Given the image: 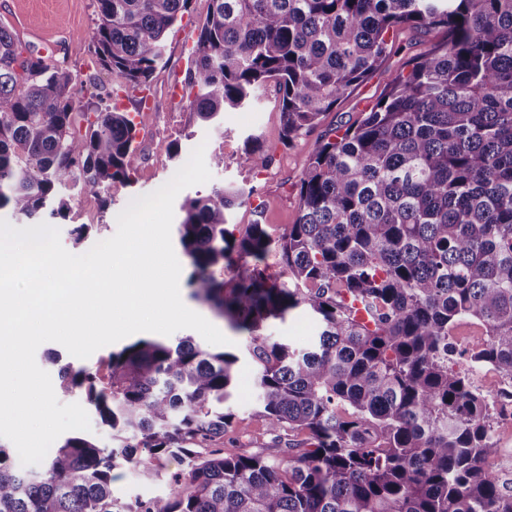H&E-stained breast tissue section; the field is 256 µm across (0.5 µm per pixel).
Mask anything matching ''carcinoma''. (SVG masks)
I'll return each mask as SVG.
<instances>
[{"label":"carcinoma","instance_id":"1","mask_svg":"<svg viewBox=\"0 0 512 512\" xmlns=\"http://www.w3.org/2000/svg\"><path fill=\"white\" fill-rule=\"evenodd\" d=\"M210 2L186 77L196 112L211 121L272 82L288 146L383 62L394 28L446 40L357 122L311 144L298 220L279 236L258 222L227 228L251 190L182 205L191 297L246 336L265 451L226 438L238 356L191 336L139 338L102 369H59L61 389L82 390L118 444L69 436L39 470L0 444V512H512L485 469L497 401L512 404V391L494 398L472 380L491 367L512 381V0ZM96 4L94 63L116 88L150 87L190 0ZM72 88L69 70L24 54L0 24V209L64 217L60 187L105 203L113 184L134 182L138 123ZM271 162L250 140L241 163ZM238 261L235 277L215 276ZM299 307L319 323L312 344L265 334ZM462 321L485 331L467 351L452 340ZM171 456L186 469L167 498L113 496L114 470L134 464L153 480Z\"/></svg>","mask_w":512,"mask_h":512}]
</instances>
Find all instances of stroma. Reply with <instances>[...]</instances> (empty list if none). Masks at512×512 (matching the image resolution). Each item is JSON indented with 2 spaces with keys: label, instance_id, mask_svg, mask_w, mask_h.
<instances>
[{
  "label": "stroma",
  "instance_id": "1",
  "mask_svg": "<svg viewBox=\"0 0 512 512\" xmlns=\"http://www.w3.org/2000/svg\"><path fill=\"white\" fill-rule=\"evenodd\" d=\"M209 0H192L188 22L175 25L168 35L164 64L153 76L151 86L157 92L156 105L148 122L141 126L135 143V181L132 185L115 184L110 190L111 203L101 207L98 200L80 193L78 187L66 190L69 212L66 218H54L63 247L79 255L95 243L112 237L117 230L118 214L136 197L152 193L166 184L186 163L191 151L204 146L206 154L223 152V167L211 168L208 182L183 189L174 204L175 219H182L185 200L207 195L216 187L253 189L248 204L230 212L234 225L260 222L274 236L280 235L298 215V183L308 164L310 145L332 129L344 128L358 120L381 97L392 75L427 47L444 41L441 30L427 33L408 26L393 35V49L382 64L367 78L352 87L307 136L292 146L281 141L280 96L275 85L260 89L249 104L225 111L220 122L202 121L192 106V95L182 101L170 100L166 82L170 74L185 76L189 49L196 35V22L205 17ZM95 0H0V22L15 30L23 45L34 54L52 58L71 70L76 95L89 103L106 97L113 85L111 73L97 67L88 51L95 27ZM257 138L272 157L270 167L254 173L240 163L248 138ZM79 224L90 225L89 235L74 244L71 231ZM319 325L302 309H295L284 321L268 327L273 339L297 348L309 346ZM255 371L247 362H239L237 391L228 406L234 414L229 431L244 452H259L266 440L265 422L256 412ZM166 480L148 482L136 469L115 470L112 493L122 499H163L169 494Z\"/></svg>",
  "mask_w": 512,
  "mask_h": 512
}]
</instances>
